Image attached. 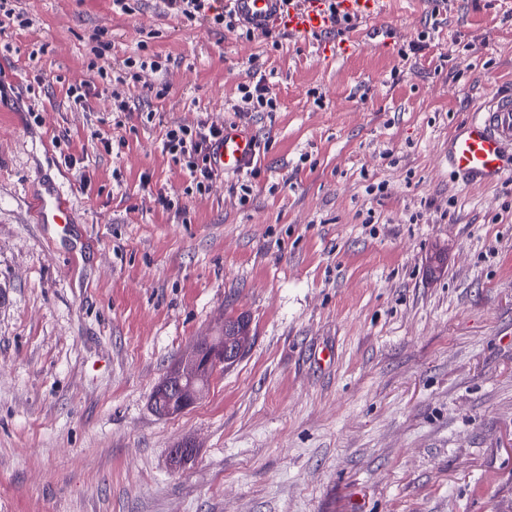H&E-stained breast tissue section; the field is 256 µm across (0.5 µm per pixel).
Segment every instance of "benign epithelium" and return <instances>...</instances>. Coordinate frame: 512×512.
Wrapping results in <instances>:
<instances>
[{"mask_svg": "<svg viewBox=\"0 0 512 512\" xmlns=\"http://www.w3.org/2000/svg\"><path fill=\"white\" fill-rule=\"evenodd\" d=\"M229 353L222 340L217 342L211 338L198 343L182 358L176 372L158 384L156 398L166 402V409L170 411L184 410L197 400L201 392L196 383L226 366Z\"/></svg>", "mask_w": 512, "mask_h": 512, "instance_id": "1", "label": "benign epithelium"}]
</instances>
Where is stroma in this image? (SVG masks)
<instances>
[{
    "label": "stroma",
    "mask_w": 512,
    "mask_h": 512,
    "mask_svg": "<svg viewBox=\"0 0 512 512\" xmlns=\"http://www.w3.org/2000/svg\"><path fill=\"white\" fill-rule=\"evenodd\" d=\"M16 6L32 23L0 32V512H512V174L448 169L449 136L512 89V0H387L339 58L185 26L160 0ZM137 53L167 59L169 89L123 87L117 126L89 63ZM260 73L278 110L235 111ZM200 122L254 135L248 192L232 173L196 191L162 153L167 126ZM49 183L77 224L37 223ZM240 315L244 355L157 415L167 372Z\"/></svg>",
    "instance_id": "1"
}]
</instances>
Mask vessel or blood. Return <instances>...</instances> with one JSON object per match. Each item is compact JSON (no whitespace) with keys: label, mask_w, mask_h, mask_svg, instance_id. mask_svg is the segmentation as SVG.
Listing matches in <instances>:
<instances>
[{"label":"vessel or blood","mask_w":512,"mask_h":512,"mask_svg":"<svg viewBox=\"0 0 512 512\" xmlns=\"http://www.w3.org/2000/svg\"><path fill=\"white\" fill-rule=\"evenodd\" d=\"M241 24L256 31L271 25L302 36L321 37L330 32L325 0H300L285 6L283 0H225ZM341 10L374 18L382 13V0H342ZM256 141L238 126L224 129V140L214 150L217 165L234 173L255 157ZM448 165L459 176L477 184H490L512 173V92L500 93L474 112L448 139ZM41 224H71L74 205L57 185L46 186L34 201Z\"/></svg>","instance_id":"b4317fda"}]
</instances>
